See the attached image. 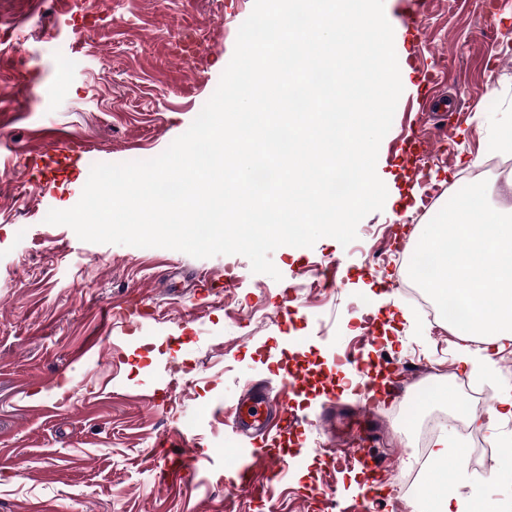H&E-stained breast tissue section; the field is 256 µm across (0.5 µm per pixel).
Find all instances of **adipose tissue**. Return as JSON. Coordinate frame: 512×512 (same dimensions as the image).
I'll return each mask as SVG.
<instances>
[{"mask_svg": "<svg viewBox=\"0 0 512 512\" xmlns=\"http://www.w3.org/2000/svg\"><path fill=\"white\" fill-rule=\"evenodd\" d=\"M418 247L441 259L423 288L442 301L455 296L468 313L456 325L458 334L484 339L483 347H460L458 362L473 371H493L496 354L512 346V211L492 213L461 200L426 226Z\"/></svg>", "mask_w": 512, "mask_h": 512, "instance_id": "adipose-tissue-1", "label": "adipose tissue"}]
</instances>
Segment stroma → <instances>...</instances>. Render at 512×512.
Masks as SVG:
<instances>
[{"instance_id": "obj_1", "label": "stroma", "mask_w": 512, "mask_h": 512, "mask_svg": "<svg viewBox=\"0 0 512 512\" xmlns=\"http://www.w3.org/2000/svg\"><path fill=\"white\" fill-rule=\"evenodd\" d=\"M73 0H0V512H322L363 496L366 469L332 451L357 431L388 456L380 512H415L399 494L412 467L408 426L390 412L413 388L373 404L339 385L345 363L380 354L421 359L443 372L442 434L469 455L485 440L512 443V419L495 435L460 432L457 414L487 410L500 383L479 389L455 354L466 338L432 328L406 291L405 251L416 248L419 207L432 187H455L481 165L497 127L512 124V0H384L403 84L376 163L388 195L357 238L282 246L281 280L242 255L195 258L166 248L81 241L49 210L80 200L91 168L157 157L185 133L216 90L254 0H90L96 23L74 32ZM34 81L17 83L25 74ZM436 82L448 108L429 112L418 84ZM428 149L404 157L410 136ZM78 143L70 151V143ZM50 150L49 168L34 166ZM111 309V319L101 312ZM302 431L282 479L247 489L225 483L240 443L226 425L251 388L277 394L283 377ZM186 468L161 484V439ZM483 484L484 506L512 498V472L487 464L461 484Z\"/></svg>"}]
</instances>
